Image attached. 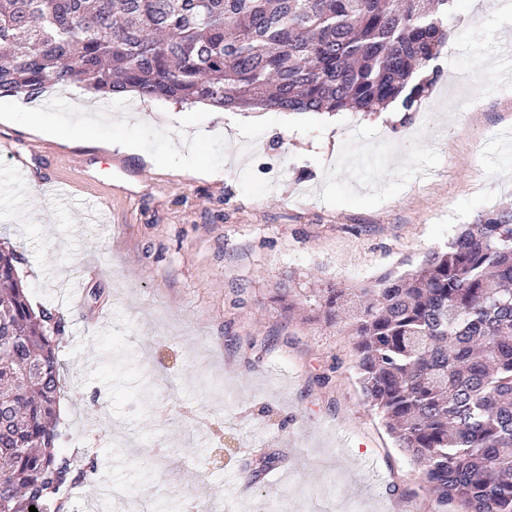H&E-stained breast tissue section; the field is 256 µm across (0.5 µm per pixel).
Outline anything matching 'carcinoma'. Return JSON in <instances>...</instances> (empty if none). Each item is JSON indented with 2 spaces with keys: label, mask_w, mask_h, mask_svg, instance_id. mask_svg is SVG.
Here are the masks:
<instances>
[{
  "label": "carcinoma",
  "mask_w": 512,
  "mask_h": 512,
  "mask_svg": "<svg viewBox=\"0 0 512 512\" xmlns=\"http://www.w3.org/2000/svg\"><path fill=\"white\" fill-rule=\"evenodd\" d=\"M452 0H0V96L82 84L102 99L230 111H411L441 76ZM0 249V512H62L55 444L64 320L34 310ZM361 390L436 512H512V203L348 292Z\"/></svg>",
  "instance_id": "1"
}]
</instances>
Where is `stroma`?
I'll list each match as a JSON object with an SVG mask.
<instances>
[{"mask_svg":"<svg viewBox=\"0 0 512 512\" xmlns=\"http://www.w3.org/2000/svg\"><path fill=\"white\" fill-rule=\"evenodd\" d=\"M448 26L427 123L270 110L241 132L200 104L127 97L91 123L68 87L0 97V113L22 115L0 123V240L24 257L32 306L66 322L56 446L76 475L63 512H434L324 296L512 201V156L497 153L512 137V10L456 0ZM123 112L134 125L114 124ZM30 113L46 135L29 133ZM67 121L76 136L54 138ZM128 136L139 154L107 149ZM196 160L216 178L190 174ZM269 454L286 473L263 475Z\"/></svg>","mask_w":512,"mask_h":512,"instance_id":"1","label":"stroma"}]
</instances>
